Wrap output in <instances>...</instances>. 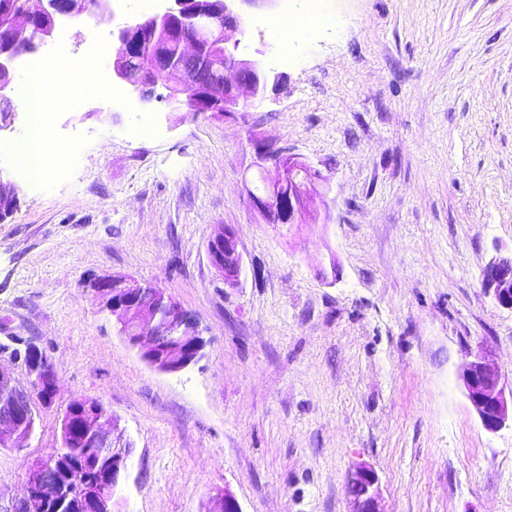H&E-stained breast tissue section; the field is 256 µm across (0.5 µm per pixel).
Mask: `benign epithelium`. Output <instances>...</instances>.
I'll return each instance as SVG.
<instances>
[{
  "label": "benign epithelium",
  "instance_id": "obj_1",
  "mask_svg": "<svg viewBox=\"0 0 512 512\" xmlns=\"http://www.w3.org/2000/svg\"><path fill=\"white\" fill-rule=\"evenodd\" d=\"M251 0H169L165 11L153 17L157 26L170 27L173 21L181 23L178 40L182 57L193 59L201 47L200 34L208 41L224 46V57L229 65L224 68V79L215 91L201 83L196 69L182 65L172 66L165 61L154 63L132 78L125 69V53L132 47L135 33L145 27L141 22L126 25L116 34L117 52L112 64V79L127 85L140 100L155 96L162 76L170 73L177 78V88L187 90L188 97L169 93L175 107L192 105L193 115L208 114L222 119L243 112L248 100L264 97L269 74L264 65L235 55L241 32L242 18L238 4ZM106 11L105 0H25L21 10L8 16L4 26L7 40L0 45V100H10L9 93L15 79V60L27 48L33 36L40 41L53 39L56 22L60 17L70 19L86 12ZM255 167L262 177L263 192H257L251 181L245 182V191L251 207L268 224H307L315 219L311 209L317 194L319 173L302 155L288 147L277 149L276 155L264 143L254 145ZM208 254L214 269L224 277V283L234 288L243 272V256L233 228L219 224L208 239ZM485 292L502 308L512 310V250H497L482 270ZM101 307L117 316L119 332L126 342L139 350L142 359L162 373H178L196 363L202 356L206 341L199 323L186 309L171 297H166V316L158 319L152 312L146 286L122 277H94L84 283ZM20 359L10 350L0 351V385L11 390L9 403L0 412V446L20 448L29 439L33 427H25L38 406L51 407L57 396L58 379L54 364L45 353L32 363L35 379L28 386L19 385L16 373ZM460 379L466 398L477 414L482 426L496 432L512 424V383L508 384L494 366L489 355L478 354L465 360L460 368ZM111 417H99L93 439L104 445L111 444L112 464L103 469L101 479L82 488V501L86 512H112L114 491L128 471L131 448L116 446L105 431ZM378 475L368 466L359 465L351 472L347 486L350 512H382L379 508ZM66 492L58 473L49 464L41 463L30 473L26 496L9 499L19 512H46L47 502ZM210 512H242L237 498L229 491L213 499Z\"/></svg>",
  "mask_w": 512,
  "mask_h": 512
}]
</instances>
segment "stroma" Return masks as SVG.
<instances>
[{
	"instance_id": "stroma-1",
	"label": "stroma",
	"mask_w": 512,
	"mask_h": 512,
	"mask_svg": "<svg viewBox=\"0 0 512 512\" xmlns=\"http://www.w3.org/2000/svg\"><path fill=\"white\" fill-rule=\"evenodd\" d=\"M337 28L291 46L260 28L285 0H245L237 54L270 71L263 100L219 120L167 102L98 97L65 110L45 91L56 165L18 168L25 116L0 132V176L20 190L0 222V339L51 356V408L20 448H0V492L22 496L61 444L76 396L100 399L132 450L114 512H349L358 463L382 512H512V427L487 432L459 369L490 350L512 381V311L482 287L512 247V0H325ZM70 23L97 31L150 17L107 0ZM145 134H136L139 125ZM323 177L327 223L267 224L243 188L253 138ZM231 225L244 271L225 286L207 242ZM91 275L162 288L206 346L161 373L83 291Z\"/></svg>"
}]
</instances>
